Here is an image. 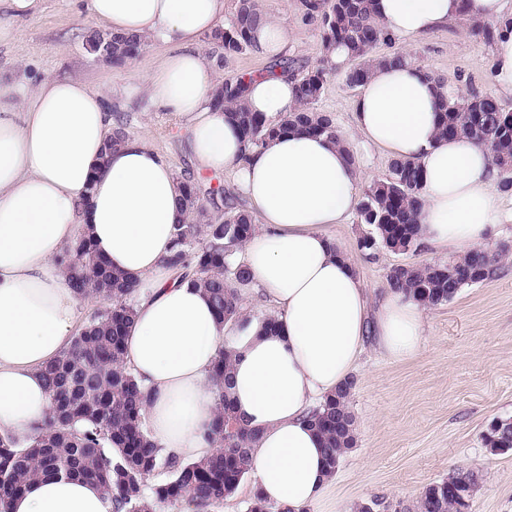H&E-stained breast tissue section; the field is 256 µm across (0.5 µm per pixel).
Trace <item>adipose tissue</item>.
Instances as JSON below:
<instances>
[{
  "label": "adipose tissue",
  "mask_w": 512,
  "mask_h": 512,
  "mask_svg": "<svg viewBox=\"0 0 512 512\" xmlns=\"http://www.w3.org/2000/svg\"><path fill=\"white\" fill-rule=\"evenodd\" d=\"M227 0H84L114 33L171 46L143 89L154 107L183 120L197 169H232L255 232L244 246L253 283L275 305L280 327L250 331L236 345L231 398L258 434L253 489L285 512H303L331 478L309 416L347 381L368 338L395 360L420 347L422 306L389 292L371 310L355 266L330 229L360 199L362 171L351 148L297 130L244 152L214 106L223 82L201 40L224 28ZM461 0H376L396 41L426 35L460 14ZM444 92L414 61L376 67L352 107L354 128L392 157L424 171L419 237L449 251L489 240L500 219L496 171L487 150L437 132ZM112 86L47 77L0 99V434L34 435L49 410L41 369L71 342L82 303L61 261L79 237L112 270L138 278L126 360L150 392L152 440L197 461L210 438L216 398L209 373L225 327L208 297L164 265L179 217L180 179L149 134L114 150ZM244 101L269 119L294 111L287 76L253 80ZM98 485L48 475L9 500L7 512H113Z\"/></svg>",
  "instance_id": "1"
}]
</instances>
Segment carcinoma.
<instances>
[{
  "label": "carcinoma",
  "instance_id": "cac0c4a2",
  "mask_svg": "<svg viewBox=\"0 0 512 512\" xmlns=\"http://www.w3.org/2000/svg\"><path fill=\"white\" fill-rule=\"evenodd\" d=\"M302 6L306 16L319 23L323 53L318 65L306 73L288 69L296 81L297 109L275 122L260 112L248 111L243 101L244 80L239 78L224 82L214 101L227 109L224 116L236 126L246 152L263 147L288 129L343 142L333 118L317 108L327 80L341 75L347 85L358 87L376 65L406 60L377 20L374 0H302ZM264 18L259 0H236L224 32L209 39L211 57L220 65L228 56L251 50L250 32ZM468 29L472 36L490 44L498 25L470 18ZM111 37L112 67L117 69L138 58L147 46L135 35L113 33ZM381 43L392 48L390 55H374ZM333 48L346 51L347 65L332 63ZM439 135L464 137L486 147L497 172V191H512V109L491 94L444 97L440 100ZM182 181V198L192 218L175 225L174 253L167 264L197 275V284L224 323L239 321L247 332L256 321L261 332L276 331L279 323L274 316L251 317L240 306L241 291L251 280L236 253L254 232L251 216L230 205L221 214L211 211L204 196L212 202L225 198L224 191L210 188L205 192L192 176ZM422 187L420 165L394 158L389 176L367 188L357 214L360 223L370 226L376 243L392 237L401 253L418 249ZM507 252L506 245L495 251L474 246L442 263L397 265L387 275V285L425 307H436L453 300L462 288L490 279ZM64 260L76 293L94 296L102 306L79 328L69 347L44 366L51 409L37 436L25 444L14 435L0 436V506L43 474L79 475L97 483L112 498L116 512H155L183 501L200 509L220 506L250 475L251 450L257 439V433L237 417L229 396L235 355L230 342L218 351L210 372L218 401L211 437L219 450L200 461L165 456L150 439L145 413L149 391L124 364L126 333L135 316L139 281L109 269L85 238L65 250ZM353 388L354 381H347L310 416L311 425L324 439L331 476L356 444L349 408ZM484 443L494 452L512 451V420L491 421ZM161 465L171 472L170 481L146 487L148 477ZM476 487L474 475L459 470L428 484L413 512H462L469 508Z\"/></svg>",
  "mask_w": 512,
  "mask_h": 512
}]
</instances>
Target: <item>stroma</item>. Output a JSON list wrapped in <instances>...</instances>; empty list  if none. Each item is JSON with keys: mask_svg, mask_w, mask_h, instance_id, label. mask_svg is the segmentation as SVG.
<instances>
[{"mask_svg": "<svg viewBox=\"0 0 512 512\" xmlns=\"http://www.w3.org/2000/svg\"><path fill=\"white\" fill-rule=\"evenodd\" d=\"M260 6L284 19L289 58L316 66L322 56L321 33L305 19L300 0H260ZM21 28L18 38L0 43V91L13 96L19 87L48 76L78 75L96 86L113 85L112 109L128 114L130 135L149 132L177 175L195 174L204 187L237 192L230 172L196 170L183 121L157 110L140 89L168 46L148 44L127 67L112 68L85 50L84 35L98 26L74 0H44L43 12ZM404 49L461 95L496 91L489 79L491 48L469 34L465 21L408 40ZM357 94L342 79L332 78L319 101L320 109L356 144L362 140L352 127L351 103ZM368 231L353 216L334 233L375 304L387 292L393 266L449 257L426 245L405 254L359 248ZM423 320V342L411 359L392 360L373 346L360 355L350 403L357 443L306 512H344L348 503L373 499L382 502L384 512H406L427 484L460 468L478 478L468 512H512V452L493 453L483 441L493 419H512V253L491 279L464 288L446 305L425 309Z\"/></svg>", "mask_w": 512, "mask_h": 512, "instance_id": "obj_1", "label": "stroma"}]
</instances>
